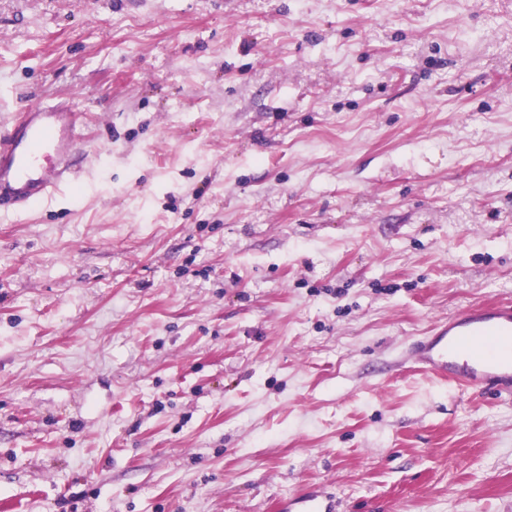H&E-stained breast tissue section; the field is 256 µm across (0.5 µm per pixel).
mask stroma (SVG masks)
Returning <instances> with one entry per match:
<instances>
[{
  "instance_id": "1",
  "label": "stroma",
  "mask_w": 512,
  "mask_h": 512,
  "mask_svg": "<svg viewBox=\"0 0 512 512\" xmlns=\"http://www.w3.org/2000/svg\"><path fill=\"white\" fill-rule=\"evenodd\" d=\"M85 115L0 213L16 512H512V399L409 347L512 300V0H0V122ZM278 512H338L336 499L320 488L307 489L299 495L283 498Z\"/></svg>"
}]
</instances>
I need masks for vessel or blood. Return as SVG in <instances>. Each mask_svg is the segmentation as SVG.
I'll return each mask as SVG.
<instances>
[{
  "label": "vessel or blood",
  "instance_id": "obj_1",
  "mask_svg": "<svg viewBox=\"0 0 512 512\" xmlns=\"http://www.w3.org/2000/svg\"><path fill=\"white\" fill-rule=\"evenodd\" d=\"M82 115L57 102H22L0 127V212L22 213L63 183L78 181L73 155ZM410 355L437 378L512 396V302L473 305L414 341ZM278 512H337L335 499L312 488L281 499Z\"/></svg>",
  "mask_w": 512,
  "mask_h": 512
}]
</instances>
